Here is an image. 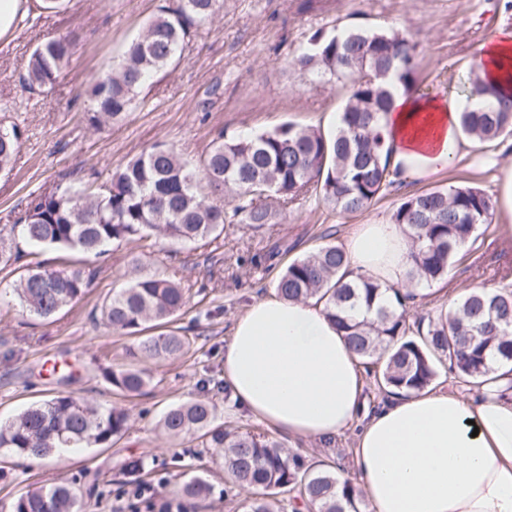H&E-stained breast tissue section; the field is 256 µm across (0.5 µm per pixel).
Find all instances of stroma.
I'll return each instance as SVG.
<instances>
[{
  "label": "stroma",
  "instance_id": "stroma-1",
  "mask_svg": "<svg viewBox=\"0 0 512 512\" xmlns=\"http://www.w3.org/2000/svg\"><path fill=\"white\" fill-rule=\"evenodd\" d=\"M165 2L71 0L67 9L50 12L40 10V0H30L12 37L0 39V104L10 106L0 111V120L23 132L13 172L0 177V225L12 223L41 185L92 171L107 180L118 165L157 142L195 160L220 129L264 131L289 120L333 129L340 102L336 87L310 81L290 66L315 29L355 22L408 32L421 45L419 79L432 94L458 82L497 31L512 30L505 0H336L335 12L327 15L299 12L300 0H222L212 23L196 33L177 65L154 77L124 122L89 130L83 86L111 67ZM62 35L76 40L69 66L52 86L23 91L20 78L33 48ZM507 164H512L511 137L491 152L464 151L432 181L393 186L361 212L342 213L309 197L282 210L275 223L225 225L219 241L186 256L171 255L162 239L149 254L119 247L100 259L103 272L90 292L49 320L23 313L8 296L15 273L0 271L1 421L58 391L119 404L102 370L123 362L133 340L104 326L99 307L134 270L163 274L187 288L189 303L172 327L195 339L185 357L150 364L152 382L128 402L129 429L112 447L74 448L49 459L0 449V512H10L27 489L57 482L78 489L81 512H113L115 497L134 480L162 481V494L173 495L194 476L207 479L214 493L191 501L190 512H246L251 490L226 486L215 450L196 440H169L159 427L163 410L203 395L225 426L270 435V428L237 409L224 380V350L234 320L254 300L274 296L273 281L288 263L323 244H342L351 225L387 221L406 196L430 189L467 184L495 195L496 178ZM505 236L498 224L480 226L466 256L451 266L454 287L506 285L512 279V243ZM355 438L350 428L326 447L288 435L280 441L306 463L328 465L350 478ZM131 458L144 460L139 474L125 470Z\"/></svg>",
  "mask_w": 512,
  "mask_h": 512
}]
</instances>
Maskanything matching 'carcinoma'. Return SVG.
Here are the masks:
<instances>
[{
	"label": "carcinoma",
	"instance_id": "1",
	"mask_svg": "<svg viewBox=\"0 0 512 512\" xmlns=\"http://www.w3.org/2000/svg\"><path fill=\"white\" fill-rule=\"evenodd\" d=\"M220 0H176L162 5L116 64L84 87L91 107L89 129L117 124L135 111L145 82L173 66L191 36L209 24ZM74 39L69 36L35 47L22 76L29 91L52 85L68 66ZM420 43L394 28L352 26L339 32L312 31L294 54L291 67L328 83L338 82L344 100L336 128L282 123L271 130L228 136L220 131L197 163L166 143H156L119 166L110 180L96 174L80 184L56 183L31 193L13 223L0 226V270L21 258L20 244L101 256L112 247L133 244L145 251L162 237L183 249L210 243L224 224H271L276 207L312 192L335 210L355 213L369 207L401 181L391 166L380 125L397 90L426 96L416 61ZM474 105L460 113L463 134L481 152L512 137V97L485 81L470 66L460 84ZM22 141L16 125L0 123V171L8 169ZM228 193L231 211L213 201ZM494 202L473 186L433 189L406 198L391 220L413 232L411 288H383L362 278L347 281L343 249L327 243L291 262L274 281L276 294L289 300L325 302L351 349L373 368L379 388L409 394L431 387L447 368L459 382L480 386L496 368L512 365V290L474 288L455 306L428 321L407 322L412 287L438 282L459 251L492 221ZM97 270L79 262L52 268L28 266L13 285L18 305L48 319L82 299ZM188 302L187 289L157 273H139L112 289L100 307L104 323L135 338L130 362L103 369L113 394L135 397L151 383L139 366L145 360L180 356L192 338L167 325ZM160 425L173 440L198 439L204 448H222L228 483L255 490L248 512H280L288 498L293 512H366L353 484L328 468L307 465L282 444L250 431L227 430L215 405L203 398L170 406ZM129 428V414L71 393H57L12 419L0 422V448L47 457L60 448L110 447ZM213 485L201 477L186 481L181 495L204 499ZM76 490L68 484L30 489L12 512H79Z\"/></svg>",
	"mask_w": 512,
	"mask_h": 512
}]
</instances>
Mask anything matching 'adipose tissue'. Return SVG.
Listing matches in <instances>:
<instances>
[{
	"instance_id": "1",
	"label": "adipose tissue",
	"mask_w": 512,
	"mask_h": 512,
	"mask_svg": "<svg viewBox=\"0 0 512 512\" xmlns=\"http://www.w3.org/2000/svg\"><path fill=\"white\" fill-rule=\"evenodd\" d=\"M478 62L512 92V31L483 44ZM465 98L396 93L381 120L391 163L406 180L453 165L469 142ZM348 278L406 284L412 241L405 225L357 224L348 234ZM224 379L238 409L279 432L320 442L357 427L355 485L371 512H512V400L501 368L476 396L427 389L361 415L360 360L323 304L268 297L233 323Z\"/></svg>"
}]
</instances>
